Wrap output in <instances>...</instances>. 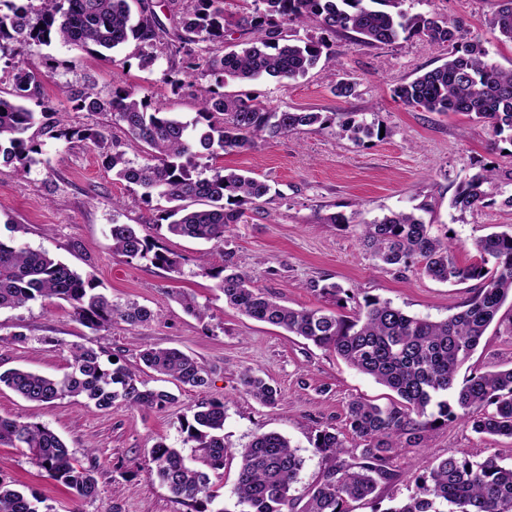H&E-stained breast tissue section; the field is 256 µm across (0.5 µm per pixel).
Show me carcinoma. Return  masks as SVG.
<instances>
[{"label":"carcinoma","instance_id":"carcinoma-1","mask_svg":"<svg viewBox=\"0 0 512 512\" xmlns=\"http://www.w3.org/2000/svg\"><path fill=\"white\" fill-rule=\"evenodd\" d=\"M174 38L157 19L151 0H141L137 20H132L128 0H27L17 6L0 0V57L5 49L30 57L13 75V88L0 94V159L13 165L18 175L30 174L38 163V137L66 141L73 137L101 147L104 129H75L66 113L36 103V113L24 105L52 68L40 47L55 38L81 51L115 50L135 42L140 47H160L185 64L183 78H171L177 89L200 69L214 78L215 88L205 92L192 121L151 107L146 97L132 89L104 98L85 85L66 91L72 110L105 113L124 128L129 139L146 147L147 158L135 163L125 153L105 155L112 173L144 189V196L169 203L163 209L168 233L218 245L229 229L240 223L244 206L264 198L269 186L254 177L222 166L208 177L198 172V160L218 157L221 151H242L263 135L279 136L304 127L337 123L355 142L375 135L372 124L350 113L336 117L320 112L268 110L249 97L220 91L227 79L249 82L263 76L295 80L320 61L325 42L297 37L288 30L308 20L328 34L354 33L363 44H390L401 36H424L448 46V60L404 83L395 97L429 112H460L488 122L496 135L512 143V69L504 70L487 59L479 39L460 42L459 27L434 16L411 15L405 0H254L255 7L238 18L228 15L221 0H191ZM491 33L512 43V0H501L489 21ZM253 34L240 51L202 57L200 40L224 43L232 29ZM53 115L50 122L39 117ZM493 187L512 207V168L483 167L461 182L451 207L462 213L489 205ZM202 202L191 209L185 201ZM112 252L130 261L150 259L175 269L179 261L160 251L151 235L132 224L110 229ZM360 240L376 268H420L426 276L451 285L479 282L458 311L439 321L409 315L389 300L367 299L351 311L349 290L337 283L321 291L336 298V309H293L256 285L253 278L231 262L214 267L210 276L225 301L243 315L286 330L317 347L331 350L355 370L372 377L395 394L385 405L361 396L345 409V434L332 425L315 431L313 447L326 466L309 490L303 510L295 509L292 494L303 458L289 439L277 432L256 435L239 452L233 509L224 512H350L349 502L370 498L381 483L397 474L391 459L405 448L426 453L427 425L458 419L480 435L512 438V367L472 373L457 382L461 366L479 346L493 322L512 333V316L499 312L512 298V232L492 233L475 242L479 261L462 266L455 259L457 245L434 233L433 225L413 212H393L362 224ZM62 300L78 320L92 330L123 322L131 327L147 324L159 313L137 302H120L98 288L88 275L44 250L23 246L11 237L0 239V311L15 310L37 301ZM184 311L199 319L207 308L185 293L178 294ZM70 371L50 378L26 368L0 372L4 386L24 399L51 403L71 398L77 403L108 410L117 403L130 408L161 410L175 402L171 392L150 387L139 379L143 369L166 376L184 387L202 389L209 373L192 356L176 348L146 347L139 351V367L131 370L103 364L92 347L70 350ZM245 391L266 406L278 404L280 391L249 369L240 378ZM184 444L194 448L187 461L179 448L163 442L151 451L150 473L195 512H208L219 497L208 471L224 468L230 453L224 443V403L197 405L184 427ZM24 448L34 464L82 499L98 495L95 466H84L48 427L0 416V442ZM35 495L13 488L0 479V512H39ZM373 512H512V465L495 456L470 460L449 455L428 462L418 479L417 492L407 500Z\"/></svg>","mask_w":512,"mask_h":512}]
</instances>
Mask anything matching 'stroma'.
Here are the masks:
<instances>
[{
	"instance_id": "35a3bbf8",
	"label": "stroma",
	"mask_w": 512,
	"mask_h": 512,
	"mask_svg": "<svg viewBox=\"0 0 512 512\" xmlns=\"http://www.w3.org/2000/svg\"><path fill=\"white\" fill-rule=\"evenodd\" d=\"M498 7L499 0L404 4L409 13L456 23L465 39L483 41L490 62L510 69L512 44L497 41L488 26ZM298 35L324 39L331 62H320L294 80H230L225 93L250 96L270 110L327 116L350 112L374 123L383 134L358 144L340 137L333 126L306 127L287 136L261 137L243 152L200 159V172L217 164L270 187L259 205H247L243 223L235 225L221 245L168 234L159 225L158 201L116 179L105 165L104 150L89 142L44 139L43 162L25 178L0 164V237L14 236L30 248L48 251L95 278L112 298L136 301L161 314L160 320L143 326L118 322L94 331L61 300L1 311L0 371L25 367L62 377L69 370L68 350L76 345L97 349L102 361L113 358L134 368L139 350L159 346L192 355L212 379L208 388L176 390L174 404L148 411L121 404L100 411L67 398L31 402L0 389V416L45 425L81 463L97 469L98 495L83 500L39 470L26 450L0 445V478L35 493L41 512H193L150 473V453L162 442L191 455L183 444V424L197 404L212 399L224 403V440L233 451L223 469L210 474L220 493L212 504L214 512H221L233 497L238 451L264 432L281 433L297 446L304 465L295 493L306 496L324 467L311 444L317 426L344 430L345 406L352 397L383 404L390 392L334 352L227 305L210 269L231 260L257 285L296 309H334L333 299L320 291L321 285L334 282L353 290L357 300H388L409 314L442 320L471 296L474 283L451 287L414 268L375 269L360 244L358 223L427 206L425 220L436 234L449 233L458 241L456 260L462 265L478 260L477 239L512 230L510 207L497 203L462 213L451 206L459 182L479 166H512V143L496 137L487 123L461 113L407 106L394 95L397 86L442 64L447 48L417 36L364 46L347 36L324 35L312 21L299 27ZM41 52L57 67L42 80L37 96L57 110L67 108L69 88L89 83L104 97L117 89L139 90L153 105L189 121L198 110L200 94L214 84L212 77L199 75L192 85L172 90L164 79L171 69L169 59L162 56L153 67L141 68L132 45L96 54L54 41ZM343 77L356 82V96L334 94L336 81ZM338 212L354 217L355 225L326 223L327 215ZM114 224L146 228L178 256L179 267L170 270L146 259L129 263L113 254L109 229ZM179 291L207 305V317L187 314L174 299ZM17 330L26 334V342L13 341ZM511 366L512 333L492 326L460 373ZM247 368L259 371L280 390L276 406L261 405L244 391L239 376ZM426 442L432 458L453 454L477 459L494 452L512 463L511 439L479 436L461 421L428 429ZM421 465L412 449L391 460L398 479L379 485L382 507L416 492Z\"/></svg>"
}]
</instances>
